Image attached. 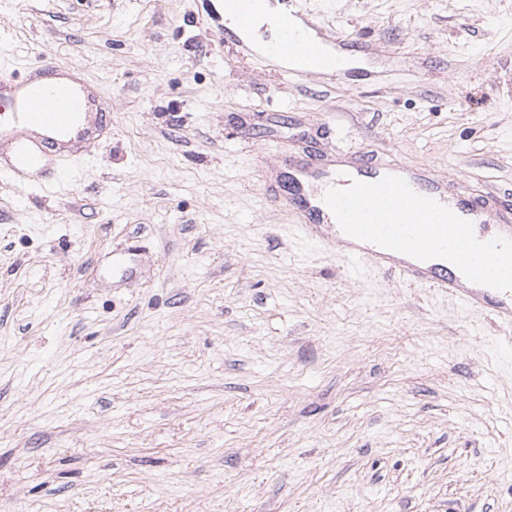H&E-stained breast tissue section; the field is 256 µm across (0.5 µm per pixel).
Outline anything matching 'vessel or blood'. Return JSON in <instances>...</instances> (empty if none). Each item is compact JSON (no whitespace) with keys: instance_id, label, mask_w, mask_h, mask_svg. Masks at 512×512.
I'll return each mask as SVG.
<instances>
[{"instance_id":"b4317fda","label":"vessel or blood","mask_w":512,"mask_h":512,"mask_svg":"<svg viewBox=\"0 0 512 512\" xmlns=\"http://www.w3.org/2000/svg\"><path fill=\"white\" fill-rule=\"evenodd\" d=\"M265 0H225L239 14L240 29L224 36L225 43L255 56L288 60L287 74L304 72L308 61L331 77L341 76L344 61L325 42L312 37L313 23L299 10L272 17L277 32L274 41L264 45L252 41L248 28L253 15ZM112 135V115L101 108L95 88L70 71L57 68L49 60L29 67L24 78H17L12 60L0 56V176L9 178L19 188L28 189L27 177L44 172L47 162H54L56 182H68L75 168L90 156L96 143ZM291 175L283 191L266 189L271 201L287 197L289 208L302 217L295 231L305 240L325 242L336 251L347 272L359 277L370 271L394 272L407 282L424 285L451 295L467 310L490 316L498 325L501 352L512 351V290L499 291L468 281L455 267L422 261L397 251L355 239L344 232L325 238L322 225L333 213L324 201L313 200L305 190L309 177L318 175L310 161H291ZM416 193L438 203H450L458 217L475 224H495L497 236L512 239V216L490 214L460 189L448 197L446 188L428 167L398 172Z\"/></svg>"}]
</instances>
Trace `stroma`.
<instances>
[{"mask_svg":"<svg viewBox=\"0 0 512 512\" xmlns=\"http://www.w3.org/2000/svg\"><path fill=\"white\" fill-rule=\"evenodd\" d=\"M219 2L0 0V53L112 113L74 181L0 179V512H512L493 321L263 192L312 153L512 210V0H303L369 45L329 85L225 46Z\"/></svg>","mask_w":512,"mask_h":512,"instance_id":"stroma-1","label":"stroma"}]
</instances>
